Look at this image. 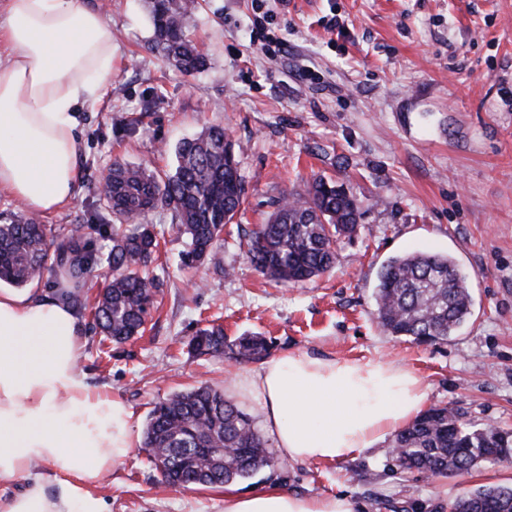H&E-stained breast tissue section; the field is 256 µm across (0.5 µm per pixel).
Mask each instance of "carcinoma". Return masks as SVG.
Here are the masks:
<instances>
[{
    "label": "carcinoma",
    "mask_w": 512,
    "mask_h": 512,
    "mask_svg": "<svg viewBox=\"0 0 512 512\" xmlns=\"http://www.w3.org/2000/svg\"><path fill=\"white\" fill-rule=\"evenodd\" d=\"M200 0H148L152 48L176 68L199 72L208 57L189 36V21ZM173 165L159 177L125 163H112V183L99 202L110 224H69L52 230L22 210L0 219V285L24 288L42 280L52 265L74 277L104 271L106 285L93 309L104 339L124 343L145 331L158 289L148 272L158 241L140 217L169 210L176 231L190 239L188 266L221 267L224 225L243 203L244 182L230 134L209 126L173 150ZM364 205L344 184L314 177L283 194L268 222L252 233L246 252L262 275L297 283L330 272L341 238L360 230ZM97 230L108 245L88 249L86 229ZM378 323L390 336L419 344L448 340L471 316L468 281L447 254L416 252L391 258L375 288ZM195 357L263 359L267 340L243 335L232 341L211 325L188 341ZM398 466L436 476L465 472L490 458L512 455V432L465 422L450 407H434L400 432L391 443ZM144 451L166 486H221L252 477L277 464L251 417L224 392L208 385L155 403L149 413ZM452 512H512V486L477 489L458 498Z\"/></svg>",
    "instance_id": "cac0c4a2"
}]
</instances>
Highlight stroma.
Here are the masks:
<instances>
[{"instance_id":"obj_1","label":"stroma","mask_w":512,"mask_h":512,"mask_svg":"<svg viewBox=\"0 0 512 512\" xmlns=\"http://www.w3.org/2000/svg\"><path fill=\"white\" fill-rule=\"evenodd\" d=\"M87 2L112 26V73L81 112L79 192L42 223H89L113 160L164 174L174 146L210 125L230 132L246 188L241 213L224 227L219 269H184L188 240L173 230L171 211L146 216L159 240L155 307L144 336L122 345L104 341L83 314L80 369L91 386L124 399L142 425L171 393L223 388L245 362L197 359L187 347L197 328L215 323L231 338L271 339L274 357L407 364L427 384L429 405L512 428V0H204L189 26L210 66L195 75L151 50L145 0ZM273 38L282 43L276 54ZM315 176L351 188L368 207L364 227L339 242L330 274L274 283L239 242L283 191ZM416 251L453 255L472 293L471 318L432 345L389 336L374 316L382 264ZM115 473L95 488L111 512H224L220 488L158 491L143 450ZM492 485L512 486V462L433 479L399 468L383 442L354 460L289 461L241 488L341 494L354 512H448L459 496Z\"/></svg>"}]
</instances>
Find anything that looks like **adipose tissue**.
I'll list each match as a JSON object with an SVG mask.
<instances>
[{
	"instance_id": "1",
	"label": "adipose tissue",
	"mask_w": 512,
	"mask_h": 512,
	"mask_svg": "<svg viewBox=\"0 0 512 512\" xmlns=\"http://www.w3.org/2000/svg\"><path fill=\"white\" fill-rule=\"evenodd\" d=\"M0 188L49 214L75 198L79 104L112 71V27L85 0H0ZM65 289L47 298L0 289V512H109L93 488L138 446L121 398L93 389L79 364L82 318ZM232 395L257 398L280 456L353 460L428 402L424 379L394 361L297 352L237 372ZM224 512H354L344 495L276 487L224 494Z\"/></svg>"
}]
</instances>
